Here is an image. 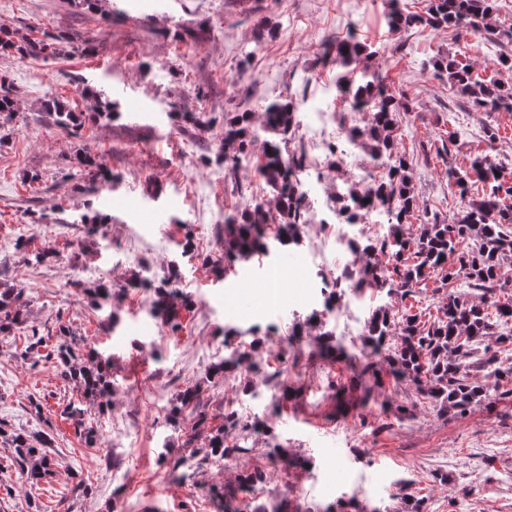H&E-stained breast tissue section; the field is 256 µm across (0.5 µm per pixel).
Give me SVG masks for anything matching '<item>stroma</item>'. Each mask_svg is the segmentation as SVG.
<instances>
[{"label": "stroma", "instance_id": "obj_1", "mask_svg": "<svg viewBox=\"0 0 512 512\" xmlns=\"http://www.w3.org/2000/svg\"><path fill=\"white\" fill-rule=\"evenodd\" d=\"M390 0H100L87 11L70 0H0V25L93 36L96 51L61 58L0 57V75L14 86L20 108L0 115V282L25 289L27 325L55 346L60 327L112 357L114 388L109 406L95 413L101 448L86 447L64 407L80 391L53 363L16 359L25 347L21 332L0 342V419L53 438L54 473L29 484L0 447V512H224L228 494L249 499L238 476L262 470L260 495L272 512H333L349 498L368 512H402L400 486L421 499L424 512H512V398L479 404L461 416H437L413 386L400 385L395 402L414 405L415 417L382 429L386 416L373 409L341 413L330 383H348L343 365L320 358L305 337L297 358L300 376L280 408L263 396L286 335L318 296L296 288L313 228L301 245L225 270L219 239L224 216L265 194L256 167L228 174L218 157L224 121L239 112L260 118L274 99L336 101V66L329 42L354 38L367 45L370 64L391 90L410 104L400 115L399 145L414 155L413 183L421 206L450 218L458 201L448 189V166L467 164L486 151L485 127L498 129V158L512 179V112H482L435 75L428 61L464 54L475 73L512 90V65L497 64L486 49V32L456 35L451 29L418 26L391 30ZM105 90L119 104L111 125L88 126L81 137L58 133L41 110L45 96H58L75 111L86 103L81 83ZM212 117L208 137L180 119V111ZM463 131L462 146L447 155L436 149L448 130ZM98 154L112 172V187L86 191L69 179L79 147ZM36 171L39 182L25 183ZM103 212L112 221L95 235L69 223L80 213ZM53 249L34 265L31 251ZM178 269L190 300L180 310L178 332L151 313L149 291L130 287L143 264ZM290 274L279 304L264 305L266 268ZM119 282L109 307L96 309L87 288L97 280ZM276 334H269V327ZM254 346L250 369L210 376L228 359L227 341ZM201 385L200 410L213 425L224 411L251 401L246 428L227 440L243 446L232 468L197 467L190 482L170 478L168 458L206 447L192 438L196 413L172 419L177 393ZM40 401L33 409L32 401ZM199 410V411H200ZM272 429H265V421ZM288 448L292 467L269 459L274 444ZM90 479L93 495L74 490L75 475ZM302 485L303 497L283 492L284 482Z\"/></svg>", "mask_w": 512, "mask_h": 512}]
</instances>
